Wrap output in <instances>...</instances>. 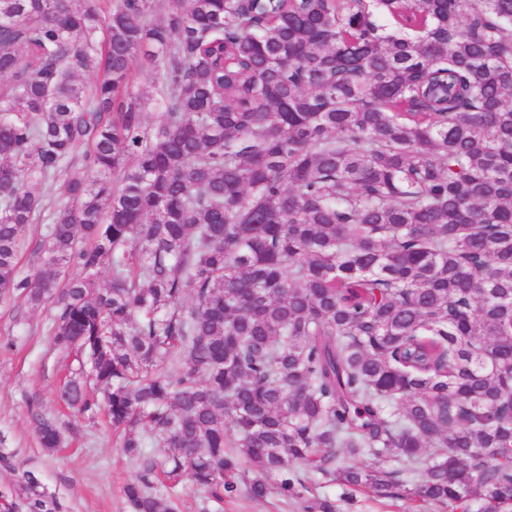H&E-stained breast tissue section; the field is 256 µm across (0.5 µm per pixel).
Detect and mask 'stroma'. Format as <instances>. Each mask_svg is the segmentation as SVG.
<instances>
[{"label": "stroma", "instance_id": "1", "mask_svg": "<svg viewBox=\"0 0 512 512\" xmlns=\"http://www.w3.org/2000/svg\"><path fill=\"white\" fill-rule=\"evenodd\" d=\"M51 306L38 308L19 299H0V433L16 461L39 472L67 512H127L123 487L138 468L122 452L103 417H72L62 427L54 455L42 452L29 414L30 402L54 415L66 361L51 343ZM176 512H303L306 500L324 497L336 512H412L401 499H381L369 491H348L338 484H312L298 499L272 494L255 500L246 494L218 501L190 481L176 488Z\"/></svg>", "mask_w": 512, "mask_h": 512}]
</instances>
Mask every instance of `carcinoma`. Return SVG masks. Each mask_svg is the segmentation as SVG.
I'll list each match as a JSON object with an SVG mask.
<instances>
[{
    "label": "carcinoma",
    "mask_w": 512,
    "mask_h": 512,
    "mask_svg": "<svg viewBox=\"0 0 512 512\" xmlns=\"http://www.w3.org/2000/svg\"><path fill=\"white\" fill-rule=\"evenodd\" d=\"M14 295L138 465L129 512L183 476L512 512V0H0ZM4 442L0 512H63ZM43 224H32L27 238L25 239L21 250L20 271L24 275L32 274L40 267L37 266L38 258L33 254L34 243L41 238L43 233Z\"/></svg>",
    "instance_id": "carcinoma-1"
}]
</instances>
